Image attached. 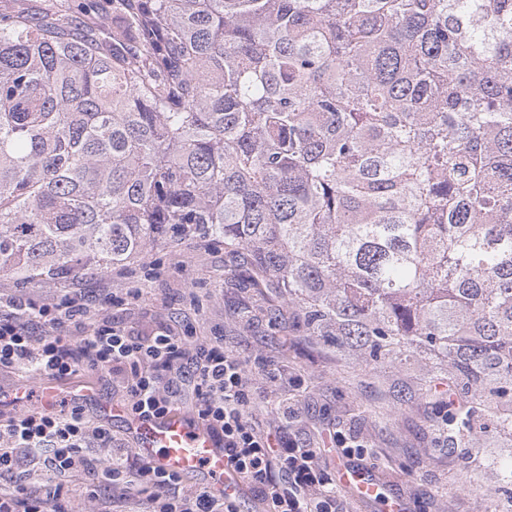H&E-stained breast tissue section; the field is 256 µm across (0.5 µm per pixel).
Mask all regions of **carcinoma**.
<instances>
[{
  "mask_svg": "<svg viewBox=\"0 0 512 512\" xmlns=\"http://www.w3.org/2000/svg\"><path fill=\"white\" fill-rule=\"evenodd\" d=\"M185 237L270 320L448 375L449 440H512V0H112L108 40L0 11V274Z\"/></svg>",
  "mask_w": 512,
  "mask_h": 512,
  "instance_id": "1",
  "label": "carcinoma"
}]
</instances>
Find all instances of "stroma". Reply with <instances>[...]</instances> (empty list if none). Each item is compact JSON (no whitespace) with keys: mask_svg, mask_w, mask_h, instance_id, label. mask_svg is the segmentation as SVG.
<instances>
[{"mask_svg":"<svg viewBox=\"0 0 512 512\" xmlns=\"http://www.w3.org/2000/svg\"><path fill=\"white\" fill-rule=\"evenodd\" d=\"M69 9L88 24L108 18L107 0H0V10L53 12ZM231 255L218 241L186 239L157 242L134 261L89 272L68 282L44 280L23 285L0 275V300L57 303L78 296L90 317L116 320L147 334L159 329L204 339L220 336L225 350L238 355L261 398L251 407L260 428L277 429L273 401L288 400L293 411L286 439L317 451L318 465L336 476L340 463L359 468L400 500L406 512H506L507 493L488 491V479L474 472L470 451L439 436L448 411V389H425V367L373 366L363 358L336 351L321 339L296 330L288 320L271 325L267 294L239 287ZM120 304H113V297ZM88 384L95 400L85 403L91 424L107 423L118 438L120 421H104L98 408L122 405L119 376L106 372L85 379L65 378L55 386L70 399ZM43 383L0 372V419L43 403ZM21 400H14V393ZM355 439L361 453H343L334 434ZM64 493L73 512H146L144 496L119 497L112 489H91L84 473L69 479Z\"/></svg>","mask_w":512,"mask_h":512,"instance_id":"1","label":"stroma"}]
</instances>
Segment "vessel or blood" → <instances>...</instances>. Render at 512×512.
I'll return each mask as SVG.
<instances>
[{"label":"vessel or blood","mask_w":512,"mask_h":512,"mask_svg":"<svg viewBox=\"0 0 512 512\" xmlns=\"http://www.w3.org/2000/svg\"><path fill=\"white\" fill-rule=\"evenodd\" d=\"M127 424L133 435L132 452L141 461L170 473L203 475L214 494L229 499L240 496V481L221 443L182 408L159 418L131 417Z\"/></svg>","instance_id":"vessel-or-blood-1"}]
</instances>
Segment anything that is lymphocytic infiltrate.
<instances>
[{
    "label": "lymphocytic infiltrate",
    "instance_id": "lymphocytic-infiltrate-1",
    "mask_svg": "<svg viewBox=\"0 0 512 512\" xmlns=\"http://www.w3.org/2000/svg\"><path fill=\"white\" fill-rule=\"evenodd\" d=\"M14 308L15 315L0 318V370L27 371L46 380L96 370L120 372L128 411L144 418L166 414L185 379H192L198 419L222 441L229 465L250 485L265 512H339L313 449L283 441L255 424L252 379L242 359L225 350L222 338L193 344L163 330L141 336L115 322L88 325L86 308L76 298L41 305L18 302ZM35 320L44 326L37 336L29 330ZM71 323L84 328L78 339L60 334ZM93 446L111 449L106 466L88 455ZM24 458L61 476L81 471L144 494L150 512H239L236 502L204 488L189 498L173 494L178 475L132 461L127 450L115 449L111 429L91 425L76 404L51 413L31 408L0 424V478L9 477L15 487L0 494V512H69L62 485L42 495L28 491L17 472Z\"/></svg>",
    "mask_w": 512,
    "mask_h": 512
}]
</instances>
